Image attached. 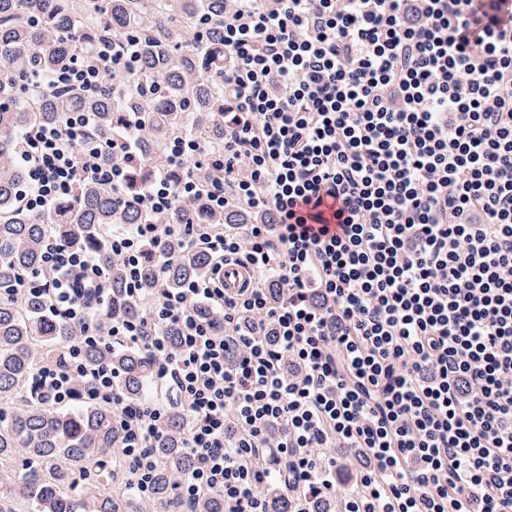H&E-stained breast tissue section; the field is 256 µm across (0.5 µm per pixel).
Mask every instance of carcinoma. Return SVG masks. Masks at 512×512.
Listing matches in <instances>:
<instances>
[{"mask_svg": "<svg viewBox=\"0 0 512 512\" xmlns=\"http://www.w3.org/2000/svg\"><path fill=\"white\" fill-rule=\"evenodd\" d=\"M224 0H0V66L12 79L0 82V416L14 404L33 377L39 356L60 352L76 328L51 319L39 295L17 297L5 292L17 286L23 272L39 268L47 241L80 246L106 268L112 288L110 314L141 320L146 305L124 293V269L112 259L109 237L135 224H254L261 215L209 211L197 199L169 215L149 213L128 203L164 164V148L172 139L196 135L211 146L224 141ZM137 52L138 72L114 93L87 99L77 90L24 91L36 72L50 73L75 61L94 64L111 53ZM94 112L98 134L109 135L138 120L142 163L118 193L81 184L59 201L50 214L20 208L18 197L26 176L14 160L17 133L36 123L55 122L66 113ZM171 261L160 272L145 248L141 275L145 294L178 288L208 263L202 250L187 251L170 241ZM89 363L106 361L119 374L118 384L130 398L146 392L151 359L137 349L92 347ZM187 428L181 408L171 405L162 423L155 453L162 465L154 494L165 512L177 509L173 482L190 467L182 441ZM122 445V432L112 408L89 398L61 410L30 393L26 408L0 419V463L22 448L38 467L25 477L0 470V512H15L16 501H30L35 512H134L126 495H100L86 500L77 494L76 475L96 469L105 479L120 469L112 451ZM263 493L271 512H287L288 504L272 485Z\"/></svg>", "mask_w": 512, "mask_h": 512, "instance_id": "1", "label": "carcinoma"}]
</instances>
